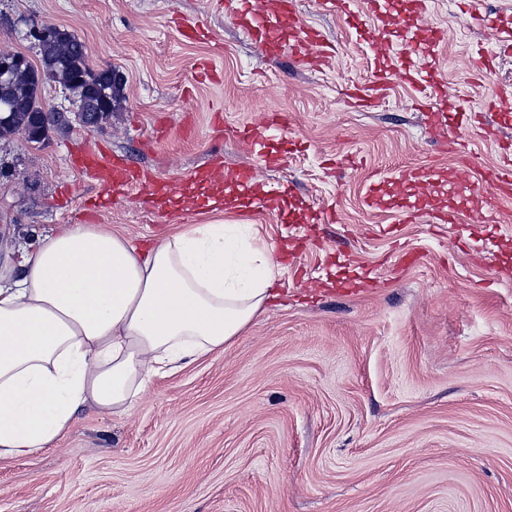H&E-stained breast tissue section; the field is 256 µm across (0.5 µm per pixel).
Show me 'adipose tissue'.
Listing matches in <instances>:
<instances>
[{"label":"adipose tissue","mask_w":512,"mask_h":512,"mask_svg":"<svg viewBox=\"0 0 512 512\" xmlns=\"http://www.w3.org/2000/svg\"><path fill=\"white\" fill-rule=\"evenodd\" d=\"M279 265L216 219L148 253L106 224H62L0 266V458L57 445L77 414L127 412L155 377L223 351Z\"/></svg>","instance_id":"1"}]
</instances>
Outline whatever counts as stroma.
<instances>
[{
	"mask_svg": "<svg viewBox=\"0 0 512 512\" xmlns=\"http://www.w3.org/2000/svg\"><path fill=\"white\" fill-rule=\"evenodd\" d=\"M412 3L394 0L406 26L366 15L355 28L324 0H297L299 26L335 50L311 66L261 52L218 0H0V49L37 60L30 29L52 23L85 42L91 67L124 79L98 127L0 141V262L60 224H108L140 248L224 209L286 258L274 299L223 353L153 379L128 412L82 411L58 446L1 459L0 512H512V201L460 187L512 142V111L486 109L512 86V52L497 41L512 0H481L486 26L470 0ZM183 21L201 24L196 39H181ZM376 29L389 55L371 49ZM431 29L440 45L412 52ZM481 52L491 60L477 74ZM382 65L422 72L429 90L396 78L374 107L356 106L349 91ZM462 109L497 136L458 126ZM432 110L468 141L469 168L438 148ZM276 113L288 128L266 148L282 165L258 181L282 191L279 210L234 201L222 182L184 184L216 157L227 170L254 162L233 131ZM73 146L172 182L168 201L134 191L87 213L94 188ZM418 167L430 183H393ZM404 206L415 223H396ZM330 207L338 223H323ZM436 212L462 223L430 227ZM409 249L422 258L401 266ZM363 273L359 291L335 285Z\"/></svg>",
	"mask_w": 512,
	"mask_h": 512,
	"instance_id": "stroma-1",
	"label": "stroma"
}]
</instances>
